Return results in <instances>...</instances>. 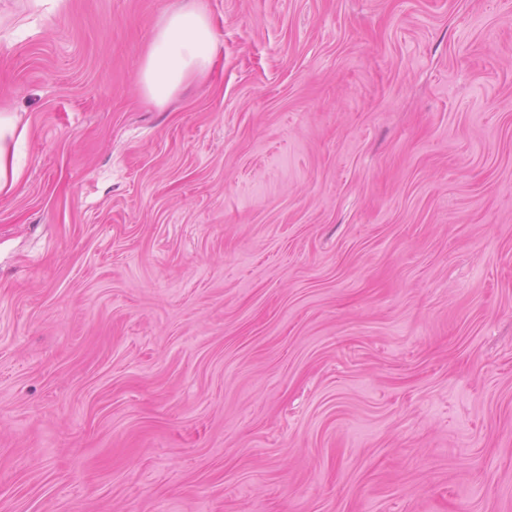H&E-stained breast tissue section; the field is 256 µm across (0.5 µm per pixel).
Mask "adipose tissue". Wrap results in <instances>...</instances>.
Listing matches in <instances>:
<instances>
[{
  "mask_svg": "<svg viewBox=\"0 0 512 512\" xmlns=\"http://www.w3.org/2000/svg\"><path fill=\"white\" fill-rule=\"evenodd\" d=\"M216 45L213 24L199 0L170 12L143 59L139 82L144 95L156 105L168 103L184 82L206 75ZM28 135L20 113L0 109V195L12 193L23 177L17 149Z\"/></svg>",
  "mask_w": 512,
  "mask_h": 512,
  "instance_id": "1",
  "label": "adipose tissue"
}]
</instances>
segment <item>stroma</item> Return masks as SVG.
I'll return each instance as SVG.
<instances>
[{
  "instance_id": "1",
  "label": "stroma",
  "mask_w": 512,
  "mask_h": 512,
  "mask_svg": "<svg viewBox=\"0 0 512 512\" xmlns=\"http://www.w3.org/2000/svg\"><path fill=\"white\" fill-rule=\"evenodd\" d=\"M180 2L0 0V512H512V0ZM187 1L157 28L139 73L144 95L158 106L168 103L184 82L203 78L215 53L210 16L201 0ZM28 135V122H23L19 112L0 109V195L12 193L23 177L17 149Z\"/></svg>"
}]
</instances>
